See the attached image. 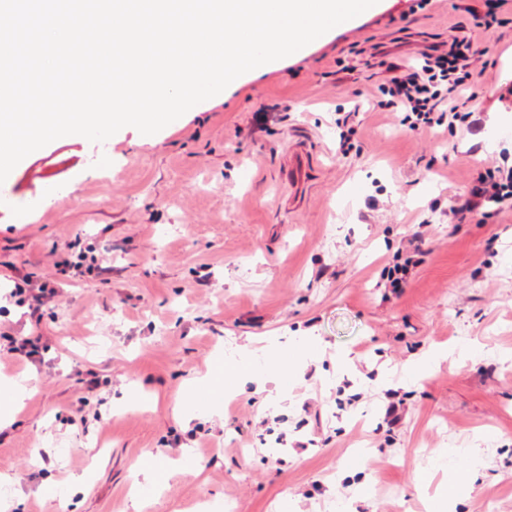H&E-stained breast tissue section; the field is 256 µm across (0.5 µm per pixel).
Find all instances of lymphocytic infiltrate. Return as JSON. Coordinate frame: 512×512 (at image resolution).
I'll use <instances>...</instances> for the list:
<instances>
[{
	"instance_id": "f902f5d3",
	"label": "lymphocytic infiltrate",
	"mask_w": 512,
	"mask_h": 512,
	"mask_svg": "<svg viewBox=\"0 0 512 512\" xmlns=\"http://www.w3.org/2000/svg\"><path fill=\"white\" fill-rule=\"evenodd\" d=\"M487 52L472 35L454 34L416 59L387 62L382 86L387 108L402 113L403 123L414 130L442 125L471 130V104L480 77L474 62ZM507 211H512V165L502 162L487 168L451 213L462 224L473 219L484 223Z\"/></svg>"
}]
</instances>
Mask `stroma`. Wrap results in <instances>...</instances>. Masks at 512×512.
I'll list each match as a JSON object with an SVG mask.
<instances>
[{"instance_id":"obj_1","label":"stroma","mask_w":512,"mask_h":512,"mask_svg":"<svg viewBox=\"0 0 512 512\" xmlns=\"http://www.w3.org/2000/svg\"><path fill=\"white\" fill-rule=\"evenodd\" d=\"M471 2L378 0L156 134L65 136L13 169L0 290L20 271L54 277L76 239L112 273L60 282L37 323L0 302L1 345L49 346L40 363L0 361V379L31 387L0 425L8 512H512V213H450L512 151V98L497 112L486 94L507 70L512 10L487 39L466 137L402 125L370 60L472 27ZM340 106L358 111L343 155ZM294 143L309 156L295 203ZM51 184L76 191L18 221ZM423 220L422 264L384 287ZM192 386L211 399H187ZM469 450L477 475L449 494L448 456ZM144 468L157 484L138 485Z\"/></svg>"}]
</instances>
